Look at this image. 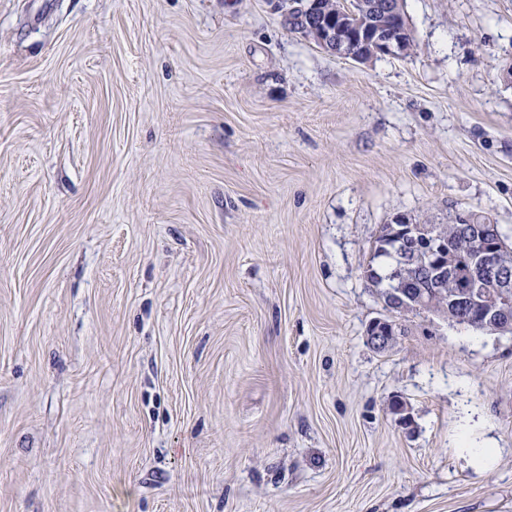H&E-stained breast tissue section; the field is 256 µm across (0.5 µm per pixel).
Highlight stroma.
I'll return each mask as SVG.
<instances>
[{
	"mask_svg": "<svg viewBox=\"0 0 512 512\" xmlns=\"http://www.w3.org/2000/svg\"><path fill=\"white\" fill-rule=\"evenodd\" d=\"M404 10L360 63L272 0H0V512H512V334L375 351L364 276L398 214L512 235V0Z\"/></svg>",
	"mask_w": 512,
	"mask_h": 512,
	"instance_id": "35a3bbf8",
	"label": "stroma"
}]
</instances>
